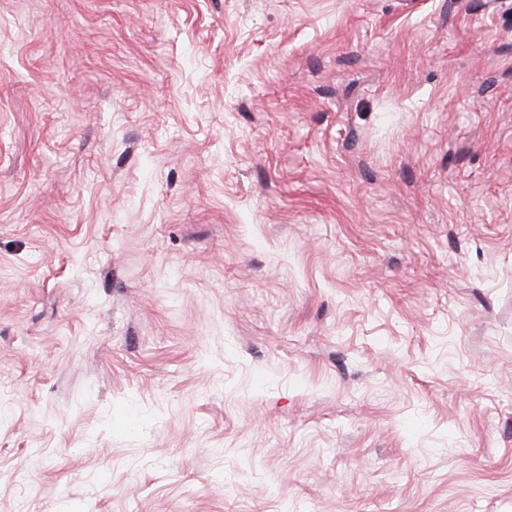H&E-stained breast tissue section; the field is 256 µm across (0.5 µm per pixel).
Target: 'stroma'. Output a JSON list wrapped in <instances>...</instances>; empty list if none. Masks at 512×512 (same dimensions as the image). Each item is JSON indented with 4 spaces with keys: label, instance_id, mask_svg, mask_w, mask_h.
Listing matches in <instances>:
<instances>
[{
    "label": "stroma",
    "instance_id": "1",
    "mask_svg": "<svg viewBox=\"0 0 512 512\" xmlns=\"http://www.w3.org/2000/svg\"><path fill=\"white\" fill-rule=\"evenodd\" d=\"M512 512V0H0V512Z\"/></svg>",
    "mask_w": 512,
    "mask_h": 512
}]
</instances>
